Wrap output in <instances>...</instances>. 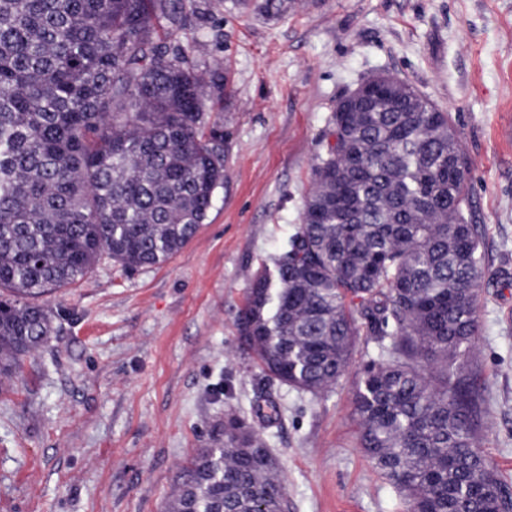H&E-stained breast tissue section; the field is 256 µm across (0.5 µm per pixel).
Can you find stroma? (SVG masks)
Wrapping results in <instances>:
<instances>
[{"label":"stroma","mask_w":512,"mask_h":512,"mask_svg":"<svg viewBox=\"0 0 512 512\" xmlns=\"http://www.w3.org/2000/svg\"><path fill=\"white\" fill-rule=\"evenodd\" d=\"M181 37L204 76L228 77L224 182L188 243L127 270L101 257L43 296L50 342L0 374V512H167L179 476L224 415L266 437L288 512H406L356 445L355 372L314 396L271 381L238 347L260 265L297 225L337 100L389 73L454 120L488 267L476 358L491 421L481 446L512 486V0H295L265 21L195 0Z\"/></svg>","instance_id":"35a3bbf8"}]
</instances>
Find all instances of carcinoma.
<instances>
[{
    "label": "carcinoma",
    "instance_id": "carcinoma-1",
    "mask_svg": "<svg viewBox=\"0 0 512 512\" xmlns=\"http://www.w3.org/2000/svg\"><path fill=\"white\" fill-rule=\"evenodd\" d=\"M265 20L287 0H232ZM186 0H0V372L46 345L35 299L83 279L104 254L154 266L204 223L224 182L214 93L173 38ZM402 102L336 106L301 224L252 276L240 347L292 389L321 394L358 339V445L407 512H509L480 451L473 371L484 225L452 116L397 78ZM263 436L224 415V442L189 462L168 512H285Z\"/></svg>",
    "mask_w": 512,
    "mask_h": 512
}]
</instances>
